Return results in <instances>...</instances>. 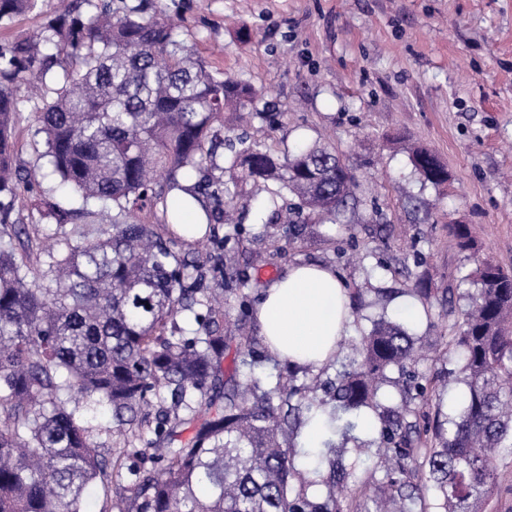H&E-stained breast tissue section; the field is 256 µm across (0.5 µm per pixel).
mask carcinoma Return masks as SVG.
<instances>
[{
	"label": "carcinoma",
	"instance_id": "cac0c4a2",
	"mask_svg": "<svg viewBox=\"0 0 512 512\" xmlns=\"http://www.w3.org/2000/svg\"><path fill=\"white\" fill-rule=\"evenodd\" d=\"M41 0H0V23ZM248 84L212 71L195 55L156 0H65L33 35L0 44V223H10L18 191L33 190L14 163L20 113L44 135L48 176L69 193L42 192L34 206L63 234L65 252L42 263L30 247L0 241V512H84L86 489L108 480L87 414L112 416V434L153 433L137 450L150 464L116 492L124 512H415L433 496L439 512H488L500 482L499 448H512V272L485 261L463 326H448L444 355H463V408L440 419V395L410 370L414 340L385 318L361 334L351 370L336 382L316 376L300 386L281 374L255 373L249 336L224 335V301L244 300L237 272L241 231L218 225L250 183L270 210L288 211L297 239L303 211L342 223L356 175L327 145L279 156L260 145L218 163L227 140L224 113L269 119ZM409 159L422 181L448 182L430 150ZM186 191L190 198L178 197ZM294 196L298 203L281 205ZM193 226L206 259L173 247L143 220ZM109 215L94 231L85 224ZM457 247L475 248L465 224L451 228ZM198 325L182 333L177 317ZM241 346L229 378L224 354ZM391 370L402 381H392ZM395 387L400 403H383ZM434 410L433 422H428ZM377 419L369 445L383 449L386 481L369 474L345 506L335 490L353 472L334 459L331 439L314 453L328 459L326 503L295 487L294 431L321 420L328 431Z\"/></svg>",
	"mask_w": 512,
	"mask_h": 512
}]
</instances>
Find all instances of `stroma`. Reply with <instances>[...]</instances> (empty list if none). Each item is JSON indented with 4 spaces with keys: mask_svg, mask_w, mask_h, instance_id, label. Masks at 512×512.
Listing matches in <instances>:
<instances>
[{
    "mask_svg": "<svg viewBox=\"0 0 512 512\" xmlns=\"http://www.w3.org/2000/svg\"><path fill=\"white\" fill-rule=\"evenodd\" d=\"M196 53L217 70L262 91L264 111L235 136L284 151L328 143L357 174L344 228L312 224L304 238L276 230L271 264L258 262L267 213L251 203L232 232L245 234L238 266L250 301L289 265L333 268L358 294L360 318L396 320L409 288L431 291L434 312L461 323L473 286L460 284L475 255L512 271V0H158ZM432 149L450 182H421L397 138ZM44 137L31 113L16 124L17 166L41 165ZM436 201L432 216L413 213L415 198ZM469 224L475 252L459 250L450 225ZM416 371L437 377L443 410L456 415L467 392L462 357H443V331L421 321Z\"/></svg>",
    "mask_w": 512,
    "mask_h": 512,
    "instance_id": "35a3bbf8",
    "label": "stroma"
}]
</instances>
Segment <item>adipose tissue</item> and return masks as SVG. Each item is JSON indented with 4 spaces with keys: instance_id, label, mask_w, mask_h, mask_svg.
Listing matches in <instances>:
<instances>
[{
    "instance_id": "1",
    "label": "adipose tissue",
    "mask_w": 512,
    "mask_h": 512,
    "mask_svg": "<svg viewBox=\"0 0 512 512\" xmlns=\"http://www.w3.org/2000/svg\"><path fill=\"white\" fill-rule=\"evenodd\" d=\"M349 303L334 269L293 265L262 289L254 319L271 355L315 370L333 360L351 324Z\"/></svg>"
}]
</instances>
